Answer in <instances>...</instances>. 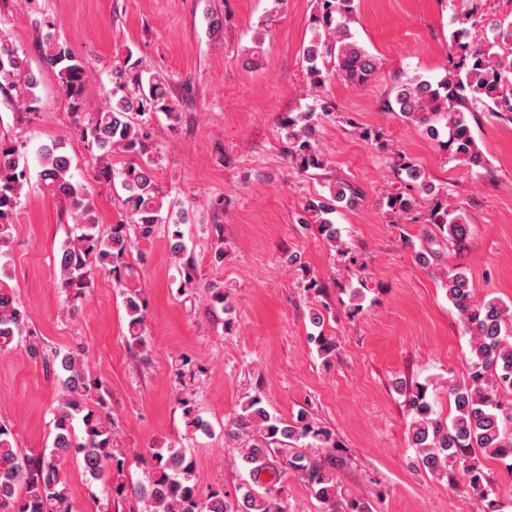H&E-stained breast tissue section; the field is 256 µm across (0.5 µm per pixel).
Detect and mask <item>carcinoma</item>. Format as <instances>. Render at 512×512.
Wrapping results in <instances>:
<instances>
[{
  "instance_id": "carcinoma-1",
  "label": "carcinoma",
  "mask_w": 512,
  "mask_h": 512,
  "mask_svg": "<svg viewBox=\"0 0 512 512\" xmlns=\"http://www.w3.org/2000/svg\"><path fill=\"white\" fill-rule=\"evenodd\" d=\"M353 11L354 0H317L312 36L303 49L315 92L330 79L358 87L378 74L376 57L349 28ZM452 23L456 29L451 34V64L445 76L436 82L416 73L405 76L395 85L394 103L403 118L432 137L439 134L436 124L444 123L447 140L442 146L450 151L451 159L471 169L480 168L486 160L472 134L469 117L489 109L512 112V21L490 18L474 5L454 14ZM34 24L40 32L41 61L56 73L62 93L77 115L78 135L95 149L98 178L106 182L114 178L115 151L130 156L119 172L128 219L102 233L92 195L85 184L74 180L70 158L60 144L45 145L39 152L43 188L70 204L74 236L60 249L56 274L66 298L77 299L89 286L93 270L110 267L117 272L130 267L126 258L132 236L148 239L158 224L173 226L168 234L171 253L180 258L186 252L180 225L187 223V214L170 209L162 214L163 196L154 184L158 157L149 150L148 134L143 131L146 115L164 112L174 120L178 116L164 84L143 62L132 63L128 58L112 65V88L106 105L90 107L83 96L90 78L87 64L60 41L53 20L36 18ZM475 28L483 32L481 41H463ZM38 84L39 77L24 52L0 35V87L18 89L27 110L33 112ZM320 111H327V105L317 96L306 110L284 122L288 158L305 173L325 164L315 140ZM396 171L400 186L387 195V206L402 218L415 209L414 192H426L429 185L421 170L410 162L398 164ZM28 181L18 146L0 139V257L6 255L3 248L13 236L12 217ZM362 197L359 187L339 181L330 187L329 196L308 204L322 241L331 245L340 242L336 227L326 219L335 210V203L354 204ZM426 221L457 244L468 234L465 217L441 202L428 211ZM443 286L470 335L469 368L464 377L448 379V402L455 410L448 420L434 410L429 385H418L406 394L410 447L422 467L433 474L447 472L450 462L461 465L467 487L484 501L488 497L484 474L469 463L475 450L512 460V407L503 402L504 395H512V308L496 298L477 300L473 283L458 267L446 271ZM125 303L130 339L145 349L139 291L129 289ZM18 346L34 358L43 356L41 343L26 333L25 313L12 291L0 287V350ZM51 364L61 396L52 412L50 447L31 458L15 446L11 427L0 423V512H70L63 466L74 454L81 457L83 471L92 481L112 472V421L103 411V385L91 377L84 351L56 350ZM183 413L190 433H210L209 423L187 400L183 401ZM77 420L82 424L80 435L75 431ZM224 436L244 441L242 458L249 465V480L239 486L240 498L232 502L219 490L200 498L187 449L163 442L148 449L153 467L133 490L146 512H285L276 484L287 469L308 479L315 498L329 504L332 512H369V506L356 498L337 497L334 476L304 452L307 439L326 448L335 447L327 431L305 419L288 424L272 416L255 396L232 418Z\"/></svg>"
}]
</instances>
